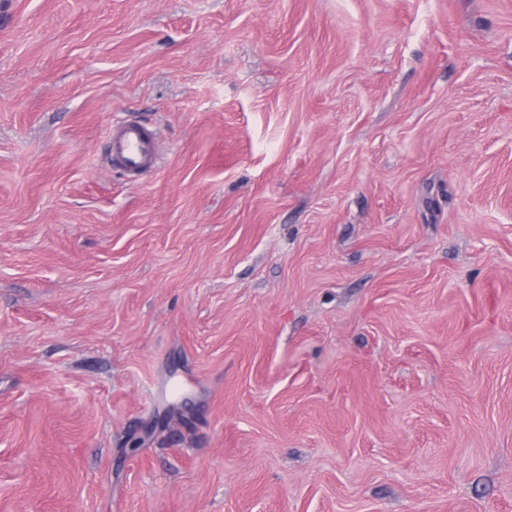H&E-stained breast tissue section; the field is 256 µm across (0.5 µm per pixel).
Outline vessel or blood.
<instances>
[{"mask_svg":"<svg viewBox=\"0 0 512 512\" xmlns=\"http://www.w3.org/2000/svg\"><path fill=\"white\" fill-rule=\"evenodd\" d=\"M110 144L113 162L132 179H140L160 165L155 135L144 125L135 122L114 124Z\"/></svg>","mask_w":512,"mask_h":512,"instance_id":"b4317fda","label":"vessel or blood"}]
</instances>
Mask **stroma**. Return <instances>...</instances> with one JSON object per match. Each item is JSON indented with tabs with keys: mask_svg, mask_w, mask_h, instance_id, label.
I'll use <instances>...</instances> for the list:
<instances>
[{
	"mask_svg": "<svg viewBox=\"0 0 512 512\" xmlns=\"http://www.w3.org/2000/svg\"><path fill=\"white\" fill-rule=\"evenodd\" d=\"M0 512H512V0H0ZM110 144L113 162L132 179L139 180L145 173L159 168L155 135L144 125L135 122L114 124Z\"/></svg>",
	"mask_w": 512,
	"mask_h": 512,
	"instance_id": "obj_1",
	"label": "stroma"
}]
</instances>
